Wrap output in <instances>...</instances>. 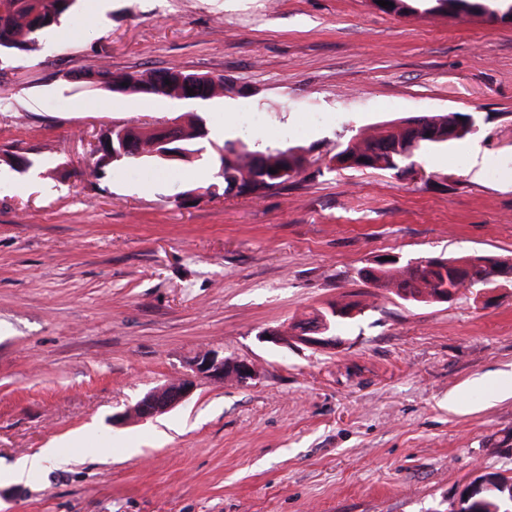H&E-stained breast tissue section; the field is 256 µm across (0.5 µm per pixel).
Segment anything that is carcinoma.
I'll return each instance as SVG.
<instances>
[{
  "label": "carcinoma",
  "instance_id": "obj_1",
  "mask_svg": "<svg viewBox=\"0 0 512 512\" xmlns=\"http://www.w3.org/2000/svg\"><path fill=\"white\" fill-rule=\"evenodd\" d=\"M67 0H0V45L12 44L18 51L31 49L40 34L57 25L60 20L73 14V8L66 5ZM386 12L396 15L436 16L444 12L466 10L474 2L491 16L497 10L504 14L512 12V3L501 0L499 4H490V0H390ZM179 70L169 67L162 71H136L120 76L125 82V95L156 98H179L181 87L173 80ZM454 113L443 112L423 114L403 119L405 123L420 126L416 130L419 143L415 152L448 142V123ZM126 137L132 140L140 150L139 159L161 161L163 157L154 154L152 148L155 138L154 129L146 125L124 126ZM179 144L183 150L182 160L189 161L201 152L197 143L205 135L203 122L192 117L179 128ZM407 129L398 125L381 128L378 132L361 139H350L342 148L330 157L333 168L350 170L390 171L396 175L405 173V168L413 164L407 152ZM224 150L235 152V143L224 142ZM237 153V152H235ZM307 162L303 150L288 148L285 150L267 148L252 151L240 146L236 160H224L220 164L217 177L206 189V194L214 197L227 195L230 188L240 184L239 194L259 197L265 191L281 186L291 179L280 172L291 169L300 174ZM277 173L272 174L269 169ZM488 258L483 255L465 257L435 256L424 262L417 258L404 264L397 260L378 259L372 265L359 271L360 278L372 287L390 292L397 297L416 303H436L439 290L448 287L455 279L469 278L475 284H485L492 275L485 265ZM485 484L479 495L474 512H512V478L496 474L483 476Z\"/></svg>",
  "mask_w": 512,
  "mask_h": 512
}]
</instances>
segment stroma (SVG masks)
I'll return each mask as SVG.
<instances>
[{"label": "stroma", "mask_w": 512, "mask_h": 512, "mask_svg": "<svg viewBox=\"0 0 512 512\" xmlns=\"http://www.w3.org/2000/svg\"><path fill=\"white\" fill-rule=\"evenodd\" d=\"M172 66L237 90L72 78ZM189 112L200 159L91 177L112 126ZM440 112L474 133L419 152L421 178L329 169L349 139ZM228 140L303 148L307 169L206 196ZM1 147L30 164L0 160V462L53 441L66 457L1 480L0 512H453L479 476L512 477V289L421 304L358 276L381 257L512 259V25L368 0H79L0 56ZM340 299L361 310L336 348L262 340ZM207 351L255 380L128 416Z\"/></svg>", "instance_id": "obj_1"}]
</instances>
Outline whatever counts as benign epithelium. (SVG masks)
<instances>
[{"instance_id": "benign-epithelium-1", "label": "benign epithelium", "mask_w": 512, "mask_h": 512, "mask_svg": "<svg viewBox=\"0 0 512 512\" xmlns=\"http://www.w3.org/2000/svg\"><path fill=\"white\" fill-rule=\"evenodd\" d=\"M180 120L172 118L161 125L154 126L159 138L156 139L154 147H165V155L169 158L178 157L177 152L171 150V146L177 141V133ZM107 146L108 149H120L124 153L131 149L130 142L125 139V131L120 126L112 127V131L100 138L96 147ZM493 278L496 279V286L490 287L477 295V302L488 305L496 293L512 287V262L499 260L491 263ZM329 323L323 316L318 322L303 329L297 328L291 332L280 329H270L269 342L276 345H286L290 342L300 343L307 346L326 349L336 346L339 339L328 335ZM256 375L255 367L246 360L231 361L217 352H206L196 358L190 371L184 373L177 382L164 385L160 388L146 392L129 410V415L140 419L148 420L161 413L169 411L184 402L195 391L202 381H222L230 376L245 385Z\"/></svg>"}]
</instances>
